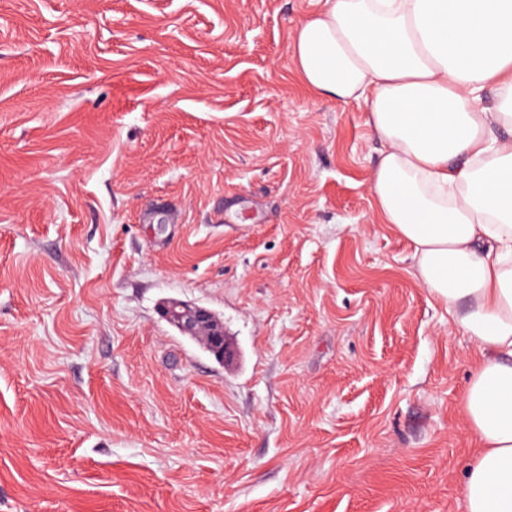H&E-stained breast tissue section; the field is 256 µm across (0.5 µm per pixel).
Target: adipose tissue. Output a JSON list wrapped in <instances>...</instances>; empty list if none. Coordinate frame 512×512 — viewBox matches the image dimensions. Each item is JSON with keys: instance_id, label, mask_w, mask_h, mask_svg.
I'll list each match as a JSON object with an SVG mask.
<instances>
[{"instance_id": "adipose-tissue-1", "label": "adipose tissue", "mask_w": 512, "mask_h": 512, "mask_svg": "<svg viewBox=\"0 0 512 512\" xmlns=\"http://www.w3.org/2000/svg\"><path fill=\"white\" fill-rule=\"evenodd\" d=\"M319 3L295 29L296 69L318 96L366 106L379 217L481 354L459 493L466 512H512V0Z\"/></svg>"}]
</instances>
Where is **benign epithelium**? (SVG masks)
Listing matches in <instances>:
<instances>
[{"label":"benign epithelium","instance_id":"1","mask_svg":"<svg viewBox=\"0 0 512 512\" xmlns=\"http://www.w3.org/2000/svg\"><path fill=\"white\" fill-rule=\"evenodd\" d=\"M159 313L183 336L203 338L210 355L219 363L233 356V351L224 337L223 325L205 307L167 300L159 307Z\"/></svg>","mask_w":512,"mask_h":512}]
</instances>
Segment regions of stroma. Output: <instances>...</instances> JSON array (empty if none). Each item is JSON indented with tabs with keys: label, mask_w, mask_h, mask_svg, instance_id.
<instances>
[{
	"label": "stroma",
	"mask_w": 512,
	"mask_h": 512,
	"mask_svg": "<svg viewBox=\"0 0 512 512\" xmlns=\"http://www.w3.org/2000/svg\"><path fill=\"white\" fill-rule=\"evenodd\" d=\"M318 6L0 0V512H466L478 352L296 71ZM159 313L183 336H201L210 355L218 362L230 359L233 351L224 337L223 325L205 307L167 300Z\"/></svg>",
	"instance_id": "obj_1"
}]
</instances>
